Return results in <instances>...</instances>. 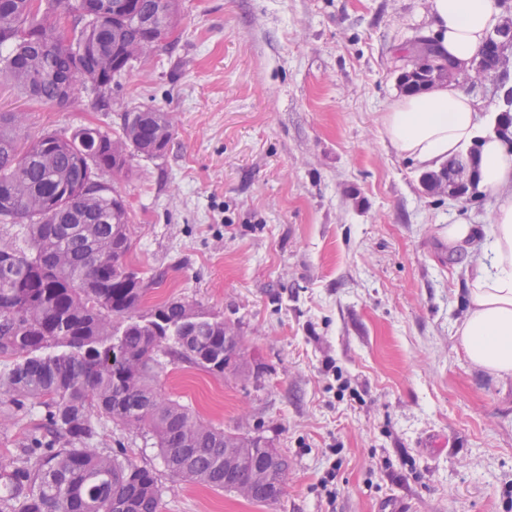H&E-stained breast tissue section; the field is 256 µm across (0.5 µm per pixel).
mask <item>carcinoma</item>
I'll return each instance as SVG.
<instances>
[{
	"mask_svg": "<svg viewBox=\"0 0 512 512\" xmlns=\"http://www.w3.org/2000/svg\"><path fill=\"white\" fill-rule=\"evenodd\" d=\"M73 38L58 28L63 0H0V76L29 101L58 104L52 75L73 74L68 100L90 88L107 103L125 73L100 70L95 53L118 36L145 53L175 44L163 34L112 32L113 0H86ZM136 10L164 9L178 19V0H135ZM88 64L74 70L76 49ZM432 85L402 75L406 92ZM173 136L166 113L127 111L119 130L84 126L37 137L0 113V223L19 226L25 247L0 244V410L38 413L12 460L0 467V512H160L156 472L123 451L93 449L107 425L151 434L166 468L190 483L224 488V446L243 457L263 452L260 439L207 426L163 397L161 357L224 373V320L181 300L140 314L144 296L163 280L126 261L130 209L100 175L128 169L132 155H162Z\"/></svg>",
	"mask_w": 512,
	"mask_h": 512,
	"instance_id": "obj_1",
	"label": "carcinoma"
}]
</instances>
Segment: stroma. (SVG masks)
Here are the masks:
<instances>
[{
    "label": "stroma",
    "mask_w": 512,
    "mask_h": 512,
    "mask_svg": "<svg viewBox=\"0 0 512 512\" xmlns=\"http://www.w3.org/2000/svg\"><path fill=\"white\" fill-rule=\"evenodd\" d=\"M429 0H179L178 41L113 89L108 106L31 104L0 80V112L36 137L118 130L127 109L169 115L163 156L101 179L127 201L128 262L233 325L239 373L166 363L157 387L203 422L257 436L288 460L276 503L182 481L144 432L113 448L151 466L161 512H512V376L469 363L457 329L470 254L494 199L432 192L381 139L403 56ZM505 71L458 86L504 106ZM476 224L469 251L442 228Z\"/></svg>",
    "instance_id": "obj_1"
}]
</instances>
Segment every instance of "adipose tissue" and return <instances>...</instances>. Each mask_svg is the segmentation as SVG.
<instances>
[{
    "instance_id": "obj_1",
    "label": "adipose tissue",
    "mask_w": 512,
    "mask_h": 512,
    "mask_svg": "<svg viewBox=\"0 0 512 512\" xmlns=\"http://www.w3.org/2000/svg\"><path fill=\"white\" fill-rule=\"evenodd\" d=\"M499 22L494 0H430L429 34L458 72L469 70ZM478 107L455 83H439L397 96L381 117V133L399 155L423 169L478 149L479 182L495 198L493 231L475 260L458 336L472 365L512 375V147L491 131Z\"/></svg>"
}]
</instances>
